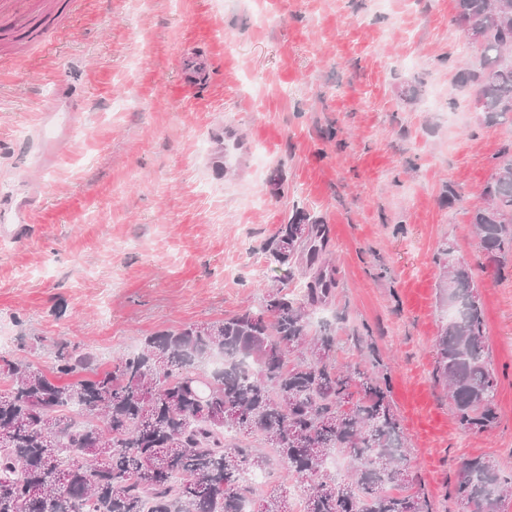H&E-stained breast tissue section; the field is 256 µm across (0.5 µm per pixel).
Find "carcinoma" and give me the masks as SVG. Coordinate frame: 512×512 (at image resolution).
Here are the masks:
<instances>
[{
  "label": "carcinoma",
  "mask_w": 512,
  "mask_h": 512,
  "mask_svg": "<svg viewBox=\"0 0 512 512\" xmlns=\"http://www.w3.org/2000/svg\"><path fill=\"white\" fill-rule=\"evenodd\" d=\"M456 20L481 34L478 87L488 119L512 118V0H455ZM474 225L485 262L501 273L512 256V146L483 188ZM326 225L304 213L280 226L269 251L279 264L319 261ZM336 285L322 264L298 296L282 288L260 309L160 331L110 368L65 343L53 376L0 354V512H291L283 484L257 491L250 477L275 465L301 484L300 512H430L413 490L387 376L337 365L336 327L310 332L308 308ZM474 268L448 265L441 296L452 315L436 342L434 381L448 388L460 429L497 423L498 378ZM224 352V369L207 358ZM87 370L90 377H81ZM67 382H62V379ZM262 437L265 447L247 440ZM355 466L340 480L332 453ZM452 497L466 512H509L512 471L485 457L464 461Z\"/></svg>",
  "instance_id": "carcinoma-1"
}]
</instances>
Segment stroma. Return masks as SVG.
Here are the masks:
<instances>
[{
  "instance_id": "35a3bbf8",
  "label": "stroma",
  "mask_w": 512,
  "mask_h": 512,
  "mask_svg": "<svg viewBox=\"0 0 512 512\" xmlns=\"http://www.w3.org/2000/svg\"><path fill=\"white\" fill-rule=\"evenodd\" d=\"M58 30L0 38V351L46 370L64 341L102 370L260 308L305 281L265 251L302 211L336 277L312 318L338 364L387 372L433 512H461L463 460L512 469V266L478 276L497 426L462 432L433 380L444 251L478 262L471 213L512 144L463 79L454 0H84Z\"/></svg>"
}]
</instances>
